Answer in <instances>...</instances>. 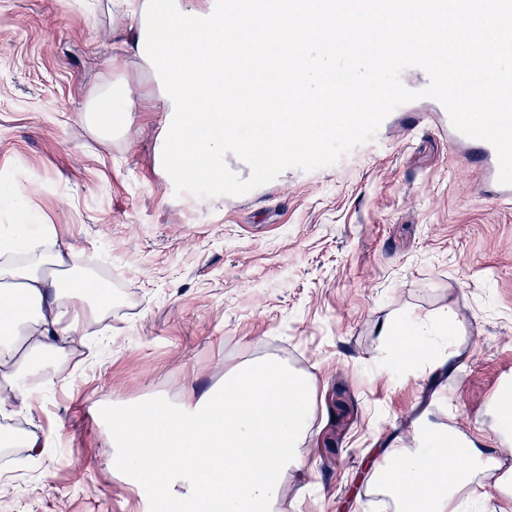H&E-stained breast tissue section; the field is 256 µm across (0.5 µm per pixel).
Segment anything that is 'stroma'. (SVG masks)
Returning a JSON list of instances; mask_svg holds the SVG:
<instances>
[{
    "label": "stroma",
    "mask_w": 512,
    "mask_h": 512,
    "mask_svg": "<svg viewBox=\"0 0 512 512\" xmlns=\"http://www.w3.org/2000/svg\"><path fill=\"white\" fill-rule=\"evenodd\" d=\"M108 0H0V225L38 217L93 258L112 312L64 352L68 381L21 426L58 429L42 460L0 446V512H160L112 461V404L205 393L225 366L266 356L314 390L299 497L281 512H395L368 468L414 427L497 439L487 403L512 384V199L479 196L427 98L393 113L334 166L285 170L240 196H176L157 163L152 83ZM138 91L142 129L104 144L78 120L111 77ZM452 319V370L394 364L389 321Z\"/></svg>",
    "instance_id": "35a3bbf8"
}]
</instances>
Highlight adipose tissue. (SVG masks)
Wrapping results in <instances>:
<instances>
[{
  "label": "adipose tissue",
  "mask_w": 512,
  "mask_h": 512,
  "mask_svg": "<svg viewBox=\"0 0 512 512\" xmlns=\"http://www.w3.org/2000/svg\"><path fill=\"white\" fill-rule=\"evenodd\" d=\"M324 0H112V22L121 47L136 57L157 84L155 111L164 133L161 171L192 184L224 183V150L251 156L256 167L288 159L290 137L308 113L296 102L316 95L324 127L335 131L336 102L361 92L340 84L325 64L329 42L352 41L348 31L324 19ZM247 63L252 87L240 109H224L228 87L242 77L226 70L228 54ZM134 93L127 81L94 86L80 120L95 138L129 139L136 123ZM88 263L62 246L52 224L0 229V443L44 457L53 434L11 427L26 412L28 378L45 386L62 378L64 346H80L84 324L107 312L99 283L83 275ZM430 321L384 326L392 356L421 358L428 371L450 364L452 353L434 342ZM309 380L280 359L267 356L226 370L222 383L181 401L112 408L113 469L135 487L151 488L167 512H277L288 495L285 475L302 466L313 415ZM495 454L457 437L429 439L417 433L411 448H390L373 475L397 512H466L485 495L493 478L512 502V393L492 404Z\"/></svg>",
  "instance_id": "ef3b65f1"
}]
</instances>
